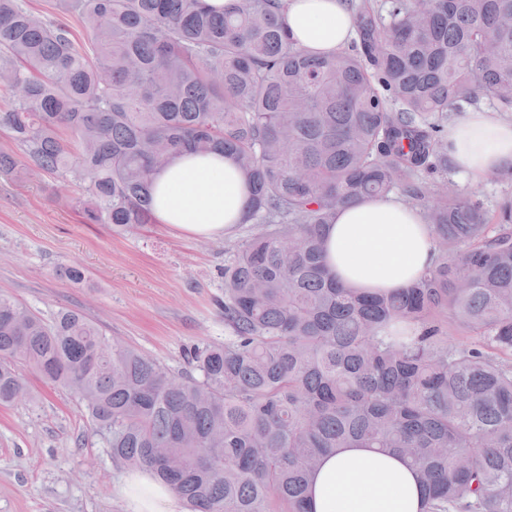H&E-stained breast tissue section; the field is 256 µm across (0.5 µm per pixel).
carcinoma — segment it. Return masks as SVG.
Returning <instances> with one entry per match:
<instances>
[{
  "label": "carcinoma",
  "instance_id": "1",
  "mask_svg": "<svg viewBox=\"0 0 512 512\" xmlns=\"http://www.w3.org/2000/svg\"><path fill=\"white\" fill-rule=\"evenodd\" d=\"M354 36L298 48L286 0H0V175L70 177L88 224H153L154 176L222 151L258 224L224 264L222 345L176 377L82 313L0 295V406L27 375L68 385L116 463L188 512H306L320 458L375 448L416 472L424 512H512V201L496 224L449 195L448 113L512 112V0H346ZM84 29L79 42L69 19ZM393 191L436 260L369 295L324 264L339 208ZM465 332L449 340L448 328Z\"/></svg>",
  "mask_w": 512,
  "mask_h": 512
}]
</instances>
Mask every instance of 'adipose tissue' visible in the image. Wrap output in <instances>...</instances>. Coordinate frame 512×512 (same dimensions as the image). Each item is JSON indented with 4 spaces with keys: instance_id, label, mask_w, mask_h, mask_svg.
<instances>
[{
    "instance_id": "obj_1",
    "label": "adipose tissue",
    "mask_w": 512,
    "mask_h": 512,
    "mask_svg": "<svg viewBox=\"0 0 512 512\" xmlns=\"http://www.w3.org/2000/svg\"><path fill=\"white\" fill-rule=\"evenodd\" d=\"M292 42L329 54L352 37L344 0H286ZM448 151L464 175L480 178L512 166V122L469 112L450 126ZM157 223L194 236L220 237L243 218L248 192L223 153H183L154 180ZM434 259L422 212L388 198H368L339 209L324 237V261L344 287L389 293L410 285ZM123 493L130 512H182L171 490L146 469L131 473ZM413 470L399 457L370 448H340L323 457L308 494L310 512H422Z\"/></svg>"
}]
</instances>
